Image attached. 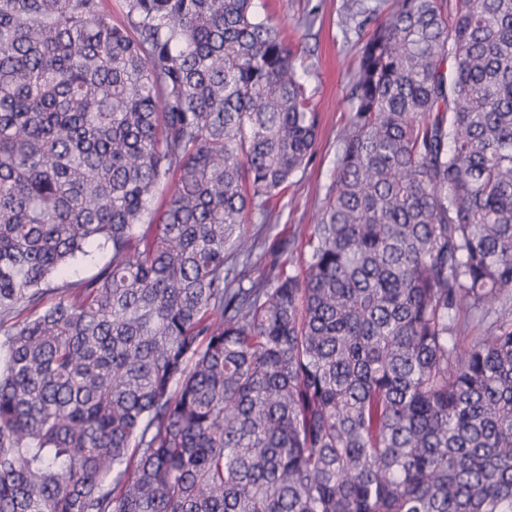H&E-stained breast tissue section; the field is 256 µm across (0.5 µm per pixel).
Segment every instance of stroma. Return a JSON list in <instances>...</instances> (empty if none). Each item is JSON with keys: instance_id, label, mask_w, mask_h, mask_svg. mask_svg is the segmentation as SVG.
Listing matches in <instances>:
<instances>
[{"instance_id": "35a3bbf8", "label": "stroma", "mask_w": 512, "mask_h": 512, "mask_svg": "<svg viewBox=\"0 0 512 512\" xmlns=\"http://www.w3.org/2000/svg\"><path fill=\"white\" fill-rule=\"evenodd\" d=\"M349 3L350 0H256L258 11L286 34L312 102L324 117L311 163L277 203L278 223H254L249 227L250 232L266 240L287 236L291 225L313 223L317 197L325 193L335 175L338 135L346 120L344 109L352 77L350 64L358 47L356 34L342 31ZM314 6L319 9L314 26L297 27V18Z\"/></svg>"}]
</instances>
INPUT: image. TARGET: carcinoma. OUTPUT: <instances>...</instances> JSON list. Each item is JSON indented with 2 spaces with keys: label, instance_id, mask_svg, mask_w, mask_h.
Wrapping results in <instances>:
<instances>
[{
  "label": "carcinoma",
  "instance_id": "cac0c4a2",
  "mask_svg": "<svg viewBox=\"0 0 512 512\" xmlns=\"http://www.w3.org/2000/svg\"><path fill=\"white\" fill-rule=\"evenodd\" d=\"M121 8L0 0V512H512V0H352L269 246L294 52L254 0ZM257 10L268 15L286 34L288 44L296 55L298 69L305 73L308 94L318 112L324 116L322 134L316 153L304 173L295 178L278 201L276 224H248L250 233H259L267 244L277 237H288L291 224H313L319 194L323 198L336 168L339 149L338 135L345 123L346 98L352 77L348 63L353 64L357 35L347 37L342 20L350 0H256ZM319 4L318 18L311 29L297 28V18L305 10ZM109 259L106 251L93 248V257L69 267L62 276L68 282H80L92 276Z\"/></svg>",
  "mask_w": 512,
  "mask_h": 512
}]
</instances>
